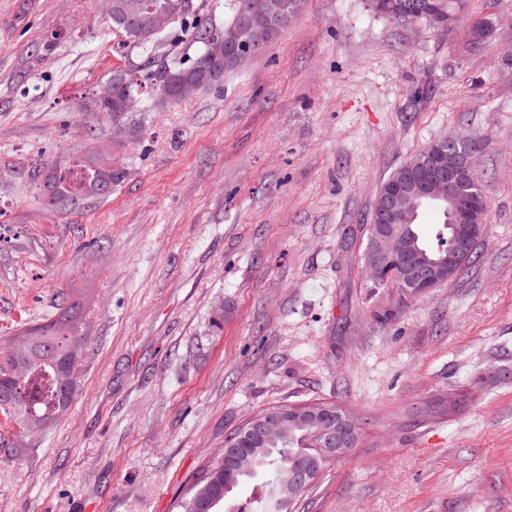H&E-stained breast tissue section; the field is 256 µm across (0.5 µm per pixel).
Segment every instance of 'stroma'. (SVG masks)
<instances>
[{
    "label": "stroma",
    "mask_w": 512,
    "mask_h": 512,
    "mask_svg": "<svg viewBox=\"0 0 512 512\" xmlns=\"http://www.w3.org/2000/svg\"><path fill=\"white\" fill-rule=\"evenodd\" d=\"M106 9L0 0V339L91 297L67 413L21 441L0 417V512H173L245 418L307 401L362 437L305 512H512V0H466L451 30L306 0L177 102L152 74L199 55L189 30L223 28L234 0H191L153 54ZM119 69L139 103L105 116ZM446 137L477 146L479 258L425 296L376 287L379 186ZM102 146L111 194L49 205L32 171Z\"/></svg>",
    "instance_id": "obj_1"
}]
</instances>
